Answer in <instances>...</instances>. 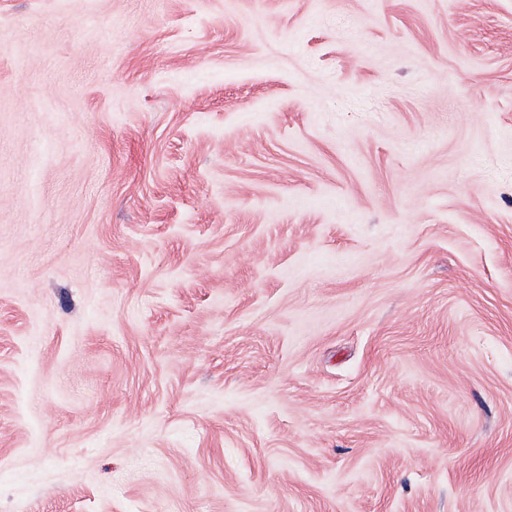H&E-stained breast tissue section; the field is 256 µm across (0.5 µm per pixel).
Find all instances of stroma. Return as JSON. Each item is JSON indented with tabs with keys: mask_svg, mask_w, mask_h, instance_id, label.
I'll return each mask as SVG.
<instances>
[{
	"mask_svg": "<svg viewBox=\"0 0 512 512\" xmlns=\"http://www.w3.org/2000/svg\"><path fill=\"white\" fill-rule=\"evenodd\" d=\"M0 512H512V0H0Z\"/></svg>",
	"mask_w": 512,
	"mask_h": 512,
	"instance_id": "1",
	"label": "stroma"
}]
</instances>
